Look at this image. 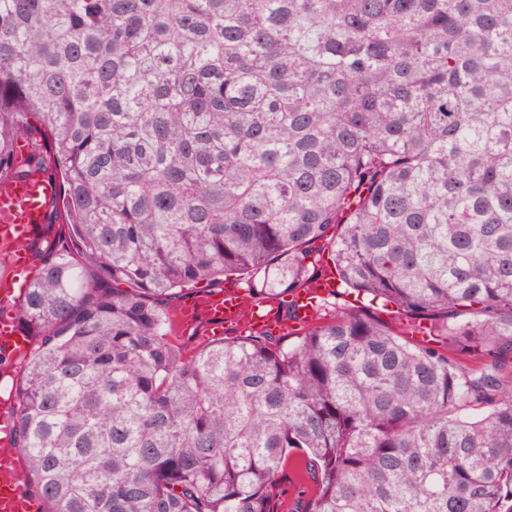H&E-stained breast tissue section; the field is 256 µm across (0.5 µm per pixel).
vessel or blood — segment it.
Returning <instances> with one entry per match:
<instances>
[{"mask_svg": "<svg viewBox=\"0 0 512 512\" xmlns=\"http://www.w3.org/2000/svg\"><path fill=\"white\" fill-rule=\"evenodd\" d=\"M59 192V179L45 173H34L25 178L13 175L0 178V255L10 259L12 268L25 264L27 245L40 233L43 225L49 223ZM333 288L331 277L323 276L314 281L312 287L292 293L288 302L294 324L311 323L317 314L318 300L328 296ZM199 307L222 324L246 316L264 333L279 336L285 331L277 311L266 308L261 301L247 300L237 290L206 297L200 300ZM23 350L13 322L6 318L0 320V351L16 356ZM19 475L20 466L14 456H1L0 512H34L36 501L19 489Z\"/></svg>", "mask_w": 512, "mask_h": 512, "instance_id": "b4317fda", "label": "vessel or blood"}]
</instances>
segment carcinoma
<instances>
[{
    "label": "carcinoma",
    "instance_id": "1",
    "mask_svg": "<svg viewBox=\"0 0 512 512\" xmlns=\"http://www.w3.org/2000/svg\"><path fill=\"white\" fill-rule=\"evenodd\" d=\"M34 170L67 226L16 310L44 512H270L287 466L297 512H512V0H0V175ZM319 242L429 339L344 308L171 342L178 288L290 293ZM314 490V481L301 471L286 468L278 477L279 496L272 503L274 512H289L293 505L309 500Z\"/></svg>",
    "mask_w": 512,
    "mask_h": 512
}]
</instances>
